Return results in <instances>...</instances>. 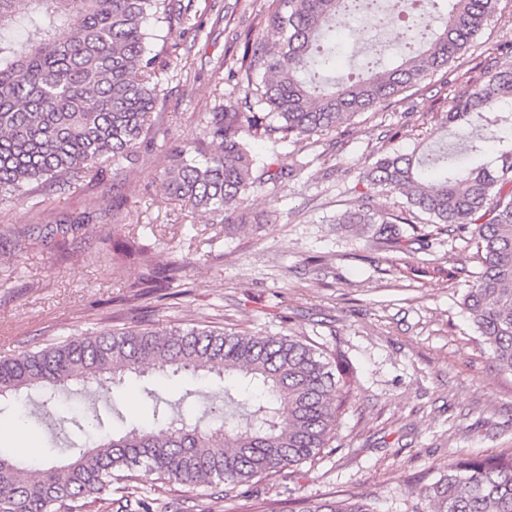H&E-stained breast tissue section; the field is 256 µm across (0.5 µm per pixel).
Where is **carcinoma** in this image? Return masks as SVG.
Wrapping results in <instances>:
<instances>
[{"label": "carcinoma", "instance_id": "carcinoma-1", "mask_svg": "<svg viewBox=\"0 0 512 512\" xmlns=\"http://www.w3.org/2000/svg\"><path fill=\"white\" fill-rule=\"evenodd\" d=\"M376 0H279L264 23L281 40L248 45L245 112L213 113L205 137L217 144L202 160L169 155L162 186L195 209L224 215V232L248 222L242 205L257 187L288 177L251 154L248 138L296 140L336 130L357 112L387 102L427 74L447 67L497 12L499 0H414L378 11L383 25L408 22L393 59L364 61L362 73L341 81L333 32L341 13L370 10ZM181 0H0V197L32 182L50 186L97 176L133 159L156 106L159 78L149 56L151 24L182 19ZM512 68L474 80L457 93L445 127L473 130L461 147L386 154L364 173L373 187L406 196L408 210L432 224L470 230L482 269L463 296V311L503 372L512 373V136L491 162H479L486 129L512 130ZM339 224H375L392 235V221L368 206ZM82 224L69 218L34 226L28 235L65 241ZM177 263L160 278L128 285L127 311L177 280ZM226 380L232 408L220 424L189 425L181 407L148 427L105 432L95 406L83 420L95 445L58 463L21 466L0 455V512H82L89 498L112 500L113 486L139 472L162 485L237 487L313 461L335 435L351 386L340 359L295 336L227 331L212 325L165 324L95 331L88 336L0 358V399L21 404L26 422L57 420V406L76 384L94 398L125 376L152 373ZM428 512H512V453L468 456L438 469L420 487ZM301 512H373L367 501H311Z\"/></svg>", "mask_w": 512, "mask_h": 512}]
</instances>
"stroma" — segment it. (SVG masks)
Returning <instances> with one entry per match:
<instances>
[{
  "instance_id": "stroma-1",
  "label": "stroma",
  "mask_w": 512,
  "mask_h": 512,
  "mask_svg": "<svg viewBox=\"0 0 512 512\" xmlns=\"http://www.w3.org/2000/svg\"><path fill=\"white\" fill-rule=\"evenodd\" d=\"M186 15L168 43L171 67L150 114L152 129L127 175L103 165L96 178L61 187L31 184L21 200L0 202V226L19 233L0 243V356L75 340L101 327L123 326L127 283L143 273L122 256L128 234L153 246L158 266L182 271L167 298L152 301L148 324L212 322L235 330L308 337L340 353L351 393L330 448L314 462L273 478H257L226 494L224 486L155 487L130 482L153 512H241L271 500L277 512L303 501L362 497L375 512H414L418 482L467 455L512 452V374L501 372L462 312L463 296L481 270L470 233L436 229L424 216L399 225V244L373 229L355 232L342 213L361 204L400 214L406 198L368 188L364 170L380 156L429 145L451 110L454 87L438 71L395 96L388 107L355 114L335 132L299 142L259 138L258 159L306 166L274 191L250 195V223L224 233L216 216L164 193L161 177L172 150L202 138L211 113L240 109L246 83L230 80L245 39L272 44L264 18L275 0H182ZM457 74L512 67V0L455 63ZM83 217L66 242L22 236L32 224ZM191 376L126 380L101 405L107 428L122 431L152 419L147 391L183 399L195 416L218 420L223 403L195 392ZM74 417L50 427L0 414V448L18 459L45 455L50 443L87 446L77 416L84 396H71ZM24 432L28 450L14 436Z\"/></svg>"
}]
</instances>
